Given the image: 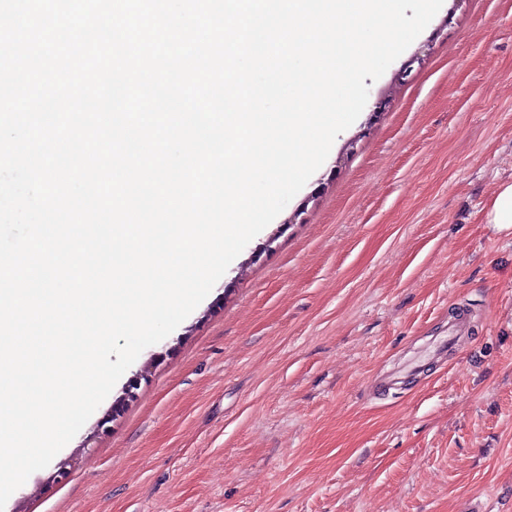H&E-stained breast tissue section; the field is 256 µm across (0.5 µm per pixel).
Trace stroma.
<instances>
[{"instance_id": "obj_1", "label": "stroma", "mask_w": 512, "mask_h": 512, "mask_svg": "<svg viewBox=\"0 0 512 512\" xmlns=\"http://www.w3.org/2000/svg\"><path fill=\"white\" fill-rule=\"evenodd\" d=\"M505 181L512 0H445L57 454L68 478L48 465L0 512H512V233L483 217ZM455 310L469 334L436 355Z\"/></svg>"}]
</instances>
